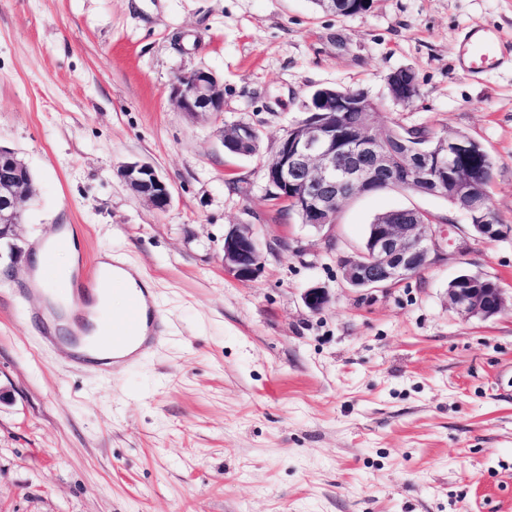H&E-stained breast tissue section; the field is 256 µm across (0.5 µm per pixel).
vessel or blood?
Segmentation results:
<instances>
[{"label": "vessel or blood", "instance_id": "1", "mask_svg": "<svg viewBox=\"0 0 512 512\" xmlns=\"http://www.w3.org/2000/svg\"><path fill=\"white\" fill-rule=\"evenodd\" d=\"M464 61L468 70L482 71L497 67L501 50L494 34L476 27L465 37ZM137 274L126 264L113 260L109 265L94 264L91 268L77 267L66 290L74 299L94 304L97 290H118L128 298V309L118 319L100 318L96 334L86 328L70 327L67 337L58 329L43 327L46 343L64 341L72 363L114 372L143 354L163 336L165 324L159 314V301L152 289L137 285Z\"/></svg>", "mask_w": 512, "mask_h": 512}]
</instances>
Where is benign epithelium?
I'll return each mask as SVG.
<instances>
[{
	"label": "benign epithelium",
	"instance_id": "7a95c632",
	"mask_svg": "<svg viewBox=\"0 0 512 512\" xmlns=\"http://www.w3.org/2000/svg\"><path fill=\"white\" fill-rule=\"evenodd\" d=\"M169 97L191 119L216 116L224 111L223 85L210 71L197 70L177 78ZM306 117L284 133L277 150L264 165L268 185L277 198L294 204L301 223L317 230L336 221V209L349 195L377 191L391 182L407 180L432 183L441 189L446 181L444 166H454L465 142L456 136L433 139L430 146L413 147L417 165L413 169L398 166L381 147L373 133L379 113L370 96L331 87L315 90L303 104ZM332 110L352 112L355 122L345 134L322 114ZM256 128L238 123L223 131L225 149L237 155L247 154ZM125 183L158 211L169 208L172 195L168 182L156 169L141 162H129L120 169ZM455 195L471 200L474 188L469 174L456 170ZM34 193L30 170L15 152L0 147V240L14 235L22 221V203ZM448 242L442 224H422L409 210H393L389 222L376 225L369 241L368 260L364 252L344 261V278L356 288H376L404 279L427 268ZM260 265V252L249 224H234L224 237V268L239 280L254 276ZM453 307L465 316L490 318L505 305L503 288H450ZM330 297L316 286L304 293L312 311L322 310Z\"/></svg>",
	"mask_w": 512,
	"mask_h": 512
}]
</instances>
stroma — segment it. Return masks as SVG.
I'll use <instances>...</instances> for the list:
<instances>
[{
  "label": "stroma",
  "mask_w": 512,
  "mask_h": 512,
  "mask_svg": "<svg viewBox=\"0 0 512 512\" xmlns=\"http://www.w3.org/2000/svg\"><path fill=\"white\" fill-rule=\"evenodd\" d=\"M509 53L459 62L471 27ZM412 68L407 106L386 76ZM197 69L224 86L221 117L169 98ZM322 87L366 91L381 123L462 132L494 160L489 193L512 225V0H372L339 16L311 0H0V146L35 193L0 241V512H512V236L473 234L439 196L387 189L303 225L263 166ZM260 133L257 155L223 128ZM155 167L171 206L122 180ZM451 219L431 266L355 288L342 260L382 212ZM66 224L84 256L110 254L149 281L167 333L112 375L44 345L22 294L31 253ZM251 225L253 278L224 268V234ZM492 279L495 317L460 315L449 283ZM327 288L311 311L303 295ZM256 132V128L248 124L238 123L232 125L223 131L225 149L232 154H247L251 135Z\"/></svg>",
  "instance_id": "stroma-1"
}]
</instances>
